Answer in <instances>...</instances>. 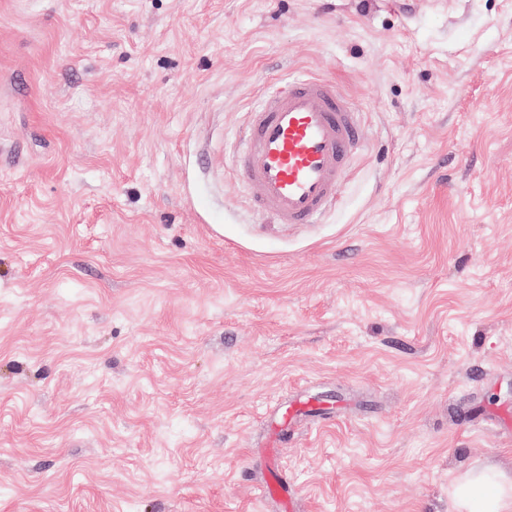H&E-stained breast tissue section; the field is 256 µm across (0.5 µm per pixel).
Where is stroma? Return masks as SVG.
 Returning a JSON list of instances; mask_svg holds the SVG:
<instances>
[{
	"label": "stroma",
	"mask_w": 512,
	"mask_h": 512,
	"mask_svg": "<svg viewBox=\"0 0 512 512\" xmlns=\"http://www.w3.org/2000/svg\"><path fill=\"white\" fill-rule=\"evenodd\" d=\"M303 75L365 146L289 226L233 154ZM490 466L512 0H0V512H448Z\"/></svg>",
	"instance_id": "1"
}]
</instances>
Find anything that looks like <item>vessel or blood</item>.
<instances>
[{
  "label": "vessel or blood",
  "mask_w": 512,
  "mask_h": 512,
  "mask_svg": "<svg viewBox=\"0 0 512 512\" xmlns=\"http://www.w3.org/2000/svg\"><path fill=\"white\" fill-rule=\"evenodd\" d=\"M235 162L252 204L276 223H315L336 198L361 146L355 109L334 81L298 76L268 91L250 112Z\"/></svg>",
  "instance_id": "vessel-or-blood-1"
}]
</instances>
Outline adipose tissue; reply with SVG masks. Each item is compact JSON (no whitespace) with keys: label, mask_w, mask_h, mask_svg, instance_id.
I'll return each mask as SVG.
<instances>
[{"label":"adipose tissue","mask_w":512,"mask_h":512,"mask_svg":"<svg viewBox=\"0 0 512 512\" xmlns=\"http://www.w3.org/2000/svg\"><path fill=\"white\" fill-rule=\"evenodd\" d=\"M449 500L451 512H512V477L494 469L466 473Z\"/></svg>","instance_id":"1"}]
</instances>
